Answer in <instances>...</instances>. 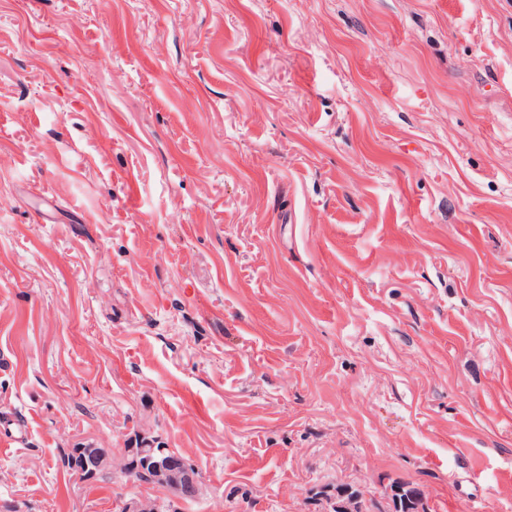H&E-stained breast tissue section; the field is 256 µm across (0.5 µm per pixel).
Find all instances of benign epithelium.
I'll return each instance as SVG.
<instances>
[{"label": "benign epithelium", "mask_w": 512, "mask_h": 512, "mask_svg": "<svg viewBox=\"0 0 512 512\" xmlns=\"http://www.w3.org/2000/svg\"><path fill=\"white\" fill-rule=\"evenodd\" d=\"M66 467L79 479L87 481L97 472L112 469L129 480L144 479L148 484L164 488L180 497H193L201 487V476L182 456L166 448H121L110 456L100 448H74ZM355 496L336 504L341 512L369 509L384 512L382 504L364 492L361 486L352 485Z\"/></svg>", "instance_id": "1"}]
</instances>
